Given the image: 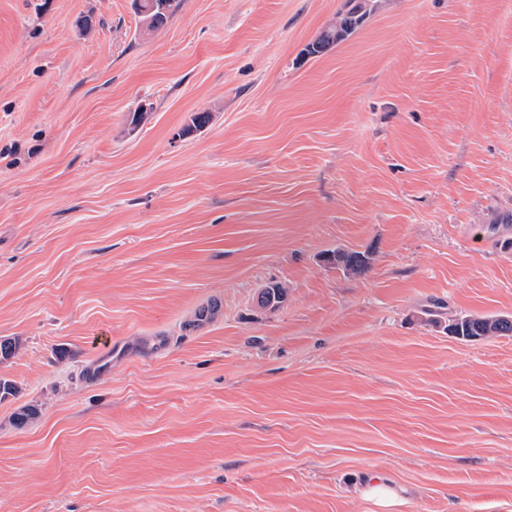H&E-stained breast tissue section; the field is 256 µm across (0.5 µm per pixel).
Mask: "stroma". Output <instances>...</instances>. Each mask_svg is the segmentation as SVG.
<instances>
[{
    "label": "stroma",
    "mask_w": 512,
    "mask_h": 512,
    "mask_svg": "<svg viewBox=\"0 0 512 512\" xmlns=\"http://www.w3.org/2000/svg\"><path fill=\"white\" fill-rule=\"evenodd\" d=\"M347 8L0 0V512H512V0ZM135 9L141 16L144 31L150 32L161 26L179 6L178 0H134ZM372 9L373 5L369 10L366 8L361 12L354 5L347 13L338 16L335 23L325 30L315 42L307 46V54L318 55L330 45L345 40ZM359 256H365L361 252H347L343 250L330 251L323 256V261L344 272L357 273L367 269L368 263H361ZM448 328L462 338L512 335V319L496 316H464L449 320Z\"/></svg>",
    "instance_id": "obj_1"
}]
</instances>
